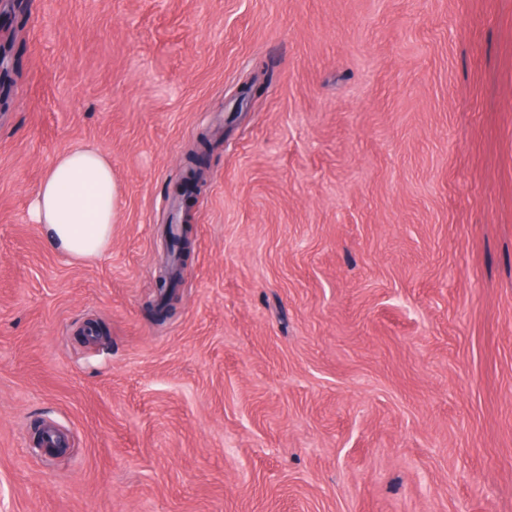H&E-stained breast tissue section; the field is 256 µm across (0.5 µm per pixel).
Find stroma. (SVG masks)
Wrapping results in <instances>:
<instances>
[{"instance_id":"1","label":"stroma","mask_w":512,"mask_h":512,"mask_svg":"<svg viewBox=\"0 0 512 512\" xmlns=\"http://www.w3.org/2000/svg\"><path fill=\"white\" fill-rule=\"evenodd\" d=\"M0 46V512H512V0H0ZM81 145L123 196L70 262ZM119 206L112 164L96 148L83 146L56 158L36 191L33 210L50 245L77 260L105 253Z\"/></svg>"}]
</instances>
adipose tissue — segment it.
<instances>
[{
  "mask_svg": "<svg viewBox=\"0 0 512 512\" xmlns=\"http://www.w3.org/2000/svg\"><path fill=\"white\" fill-rule=\"evenodd\" d=\"M119 206L111 163L96 148L83 146L56 158L36 191L33 210L50 245L77 260L105 253Z\"/></svg>",
  "mask_w": 512,
  "mask_h": 512,
  "instance_id": "1",
  "label": "adipose tissue"
}]
</instances>
